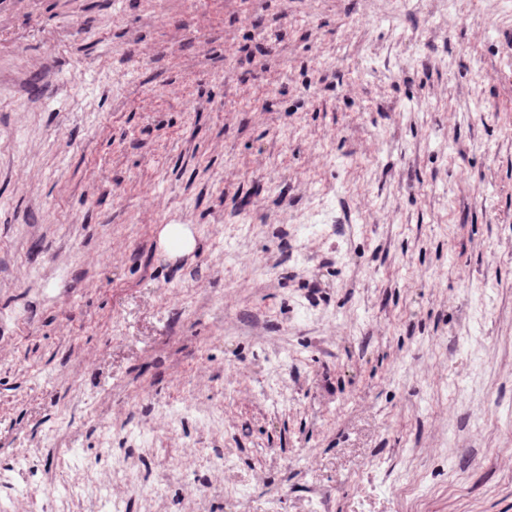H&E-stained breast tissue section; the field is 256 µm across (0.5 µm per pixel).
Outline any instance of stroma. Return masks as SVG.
I'll return each mask as SVG.
<instances>
[{
    "mask_svg": "<svg viewBox=\"0 0 512 512\" xmlns=\"http://www.w3.org/2000/svg\"><path fill=\"white\" fill-rule=\"evenodd\" d=\"M132 452L134 512H512V0H0V512ZM162 242L175 255L187 254L195 246L192 233L185 224H167L162 231Z\"/></svg>",
    "mask_w": 512,
    "mask_h": 512,
    "instance_id": "1",
    "label": "stroma"
}]
</instances>
